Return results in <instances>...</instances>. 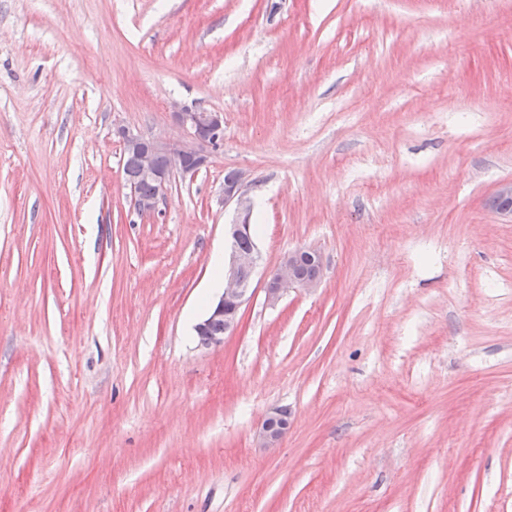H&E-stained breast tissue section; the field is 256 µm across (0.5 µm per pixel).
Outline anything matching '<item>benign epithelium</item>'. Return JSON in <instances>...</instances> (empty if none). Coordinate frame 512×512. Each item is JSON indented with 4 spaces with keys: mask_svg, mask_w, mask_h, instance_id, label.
<instances>
[{
    "mask_svg": "<svg viewBox=\"0 0 512 512\" xmlns=\"http://www.w3.org/2000/svg\"><path fill=\"white\" fill-rule=\"evenodd\" d=\"M172 117L182 131L181 139L148 137L129 127L120 126L116 134L121 139L125 153L132 162L133 174L125 178L126 186L135 209L140 213H154L164 201L174 173L192 178L207 168L213 152L220 147L224 136V113L211 110L192 109L172 105ZM147 182L154 186L151 196H145L137 187ZM224 206H231L236 213L233 223L225 225V234L230 249L224 260V290L209 307L207 315L196 326L198 342L205 348L224 345V337L239 326L241 310L250 299L251 285L260 262V252L254 247L244 252L237 241L250 233L252 201L242 178L224 182ZM307 253L319 268L313 277L303 278L297 272V259ZM322 256L311 249L296 250L284 255L265 285V300L269 305L277 304L284 292L290 288L313 290L321 283ZM224 325V333L211 331V325ZM288 431L280 424V412L275 409L267 414L255 433V445L269 449L278 447Z\"/></svg>",
    "mask_w": 512,
    "mask_h": 512,
    "instance_id": "benign-epithelium-1",
    "label": "benign epithelium"
}]
</instances>
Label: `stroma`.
Instances as JSON below:
<instances>
[{
  "label": "stroma",
  "mask_w": 512,
  "mask_h": 512,
  "mask_svg": "<svg viewBox=\"0 0 512 512\" xmlns=\"http://www.w3.org/2000/svg\"><path fill=\"white\" fill-rule=\"evenodd\" d=\"M175 103L224 145L142 214L112 129ZM230 171L262 261L204 349ZM506 182L512 0H0V512H512ZM302 253H307L318 268L315 276L303 278L297 272V259ZM323 261L319 252L311 249H301L285 254L265 285V300L269 305L277 304L288 288H305L313 290L321 283ZM280 417L279 409L267 414L255 433L256 447L263 449L278 447L281 439L288 431V424L281 425Z\"/></svg>",
  "instance_id": "1"
}]
</instances>
